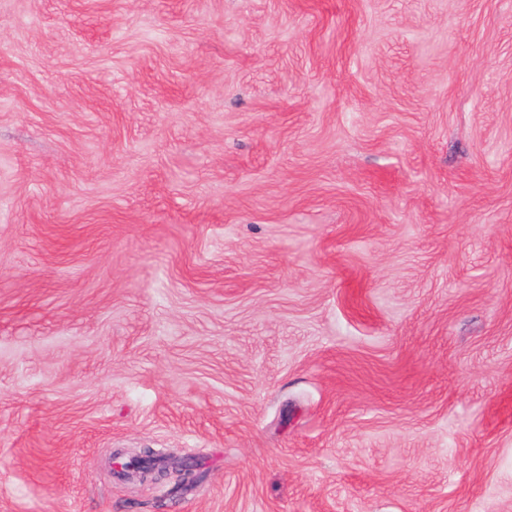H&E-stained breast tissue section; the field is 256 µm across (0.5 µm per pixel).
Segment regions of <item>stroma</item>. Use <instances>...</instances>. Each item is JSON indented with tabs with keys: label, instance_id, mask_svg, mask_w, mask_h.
<instances>
[{
	"label": "stroma",
	"instance_id": "35a3bbf8",
	"mask_svg": "<svg viewBox=\"0 0 512 512\" xmlns=\"http://www.w3.org/2000/svg\"><path fill=\"white\" fill-rule=\"evenodd\" d=\"M0 512H512V0H0Z\"/></svg>",
	"mask_w": 512,
	"mask_h": 512
}]
</instances>
